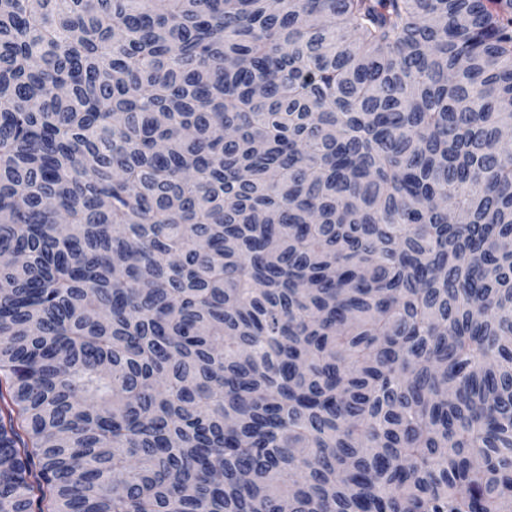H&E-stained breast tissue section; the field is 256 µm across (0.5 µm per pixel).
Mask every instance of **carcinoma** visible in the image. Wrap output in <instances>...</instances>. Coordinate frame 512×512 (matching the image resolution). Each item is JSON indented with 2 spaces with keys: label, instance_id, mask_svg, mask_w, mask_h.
I'll return each mask as SVG.
<instances>
[{
  "label": "carcinoma",
  "instance_id": "cac0c4a2",
  "mask_svg": "<svg viewBox=\"0 0 512 512\" xmlns=\"http://www.w3.org/2000/svg\"><path fill=\"white\" fill-rule=\"evenodd\" d=\"M512 0H0V512H512Z\"/></svg>",
  "mask_w": 512,
  "mask_h": 512
}]
</instances>
